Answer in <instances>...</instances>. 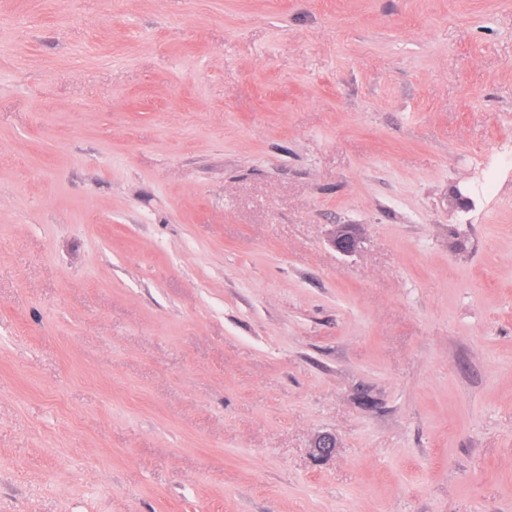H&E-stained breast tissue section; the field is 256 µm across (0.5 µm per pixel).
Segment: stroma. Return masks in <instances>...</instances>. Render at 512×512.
I'll list each match as a JSON object with an SVG mask.
<instances>
[{
	"label": "stroma",
	"mask_w": 512,
	"mask_h": 512,
	"mask_svg": "<svg viewBox=\"0 0 512 512\" xmlns=\"http://www.w3.org/2000/svg\"><path fill=\"white\" fill-rule=\"evenodd\" d=\"M0 512H512V0H0Z\"/></svg>",
	"instance_id": "1"
}]
</instances>
